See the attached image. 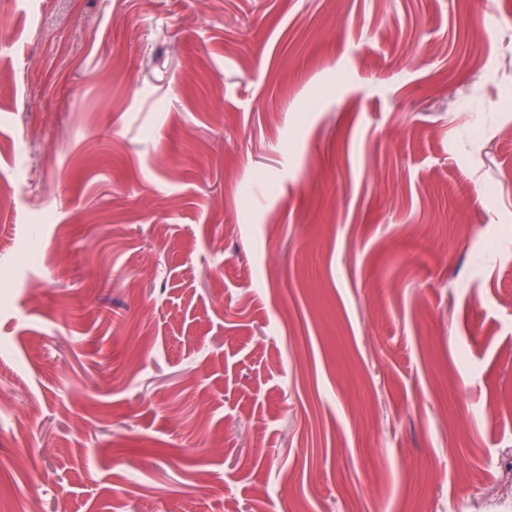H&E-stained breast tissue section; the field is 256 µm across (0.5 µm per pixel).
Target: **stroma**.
I'll use <instances>...</instances> for the list:
<instances>
[{
    "label": "stroma",
    "instance_id": "1",
    "mask_svg": "<svg viewBox=\"0 0 512 512\" xmlns=\"http://www.w3.org/2000/svg\"><path fill=\"white\" fill-rule=\"evenodd\" d=\"M299 507L512 512V0H0V512Z\"/></svg>",
    "mask_w": 512,
    "mask_h": 512
}]
</instances>
